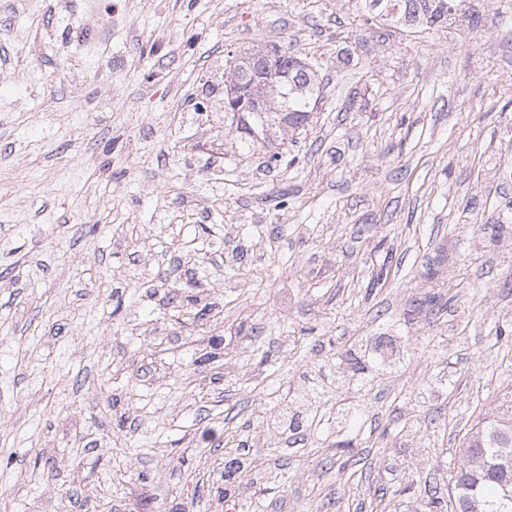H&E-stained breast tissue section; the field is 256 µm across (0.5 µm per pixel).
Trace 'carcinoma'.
Here are the masks:
<instances>
[{"instance_id": "cac0c4a2", "label": "carcinoma", "mask_w": 512, "mask_h": 512, "mask_svg": "<svg viewBox=\"0 0 512 512\" xmlns=\"http://www.w3.org/2000/svg\"><path fill=\"white\" fill-rule=\"evenodd\" d=\"M369 17L394 25L432 29L448 24L462 0H363ZM274 51L272 68L261 79L255 57ZM224 91V125L241 149L267 150V164L280 161L286 139L297 142L321 100L322 62H305L291 49L258 44L231 57ZM367 366L349 353L338 367L336 388ZM464 461L448 492L450 512H512V414L489 416L465 440Z\"/></svg>"}]
</instances>
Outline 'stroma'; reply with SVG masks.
I'll use <instances>...</instances> for the list:
<instances>
[{"instance_id":"35a3bbf8","label":"stroma","mask_w":512,"mask_h":512,"mask_svg":"<svg viewBox=\"0 0 512 512\" xmlns=\"http://www.w3.org/2000/svg\"><path fill=\"white\" fill-rule=\"evenodd\" d=\"M495 8L421 30L361 0H0V512L447 507L512 400ZM259 43L324 62L275 167L201 100ZM382 338L400 358L280 444L282 392Z\"/></svg>"}]
</instances>
